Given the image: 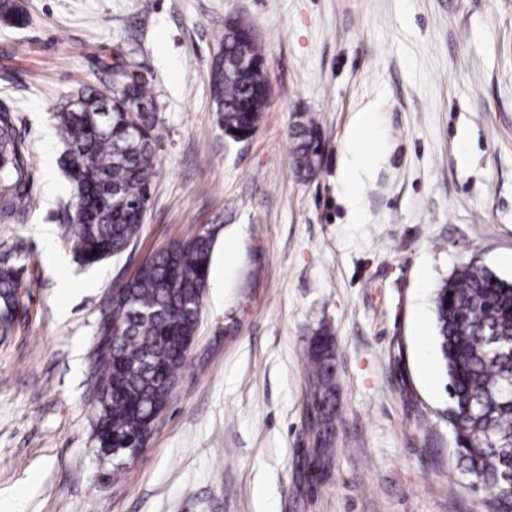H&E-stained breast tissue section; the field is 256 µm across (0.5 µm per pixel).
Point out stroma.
I'll return each mask as SVG.
<instances>
[{"label":"stroma","mask_w":512,"mask_h":512,"mask_svg":"<svg viewBox=\"0 0 512 512\" xmlns=\"http://www.w3.org/2000/svg\"><path fill=\"white\" fill-rule=\"evenodd\" d=\"M0 109L17 115L34 206L0 244L35 286L0 335V512H484L457 462L434 294L470 259L512 279V0H16ZM249 18L271 86L234 142L209 89L215 32ZM136 62L157 89V164L137 240L79 263L52 114ZM316 175L291 168L299 113ZM373 113L351 217L348 129ZM210 233L196 336L146 446L94 443L91 367L113 283ZM336 344V452L311 476L309 343Z\"/></svg>","instance_id":"obj_1"}]
</instances>
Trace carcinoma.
Returning <instances> with one entry per match:
<instances>
[{
	"instance_id": "carcinoma-1",
	"label": "carcinoma",
	"mask_w": 512,
	"mask_h": 512,
	"mask_svg": "<svg viewBox=\"0 0 512 512\" xmlns=\"http://www.w3.org/2000/svg\"><path fill=\"white\" fill-rule=\"evenodd\" d=\"M0 18L23 22L14 0H0ZM216 45L210 92L219 122L229 139H245L267 106L263 50L244 18L225 22ZM156 108L154 87L126 72L105 90L83 87L53 114L73 194L69 232L84 266L122 253L140 234L155 169ZM291 135L294 172L300 179L311 178L319 164L316 127L307 118L293 126ZM30 179L15 116L0 110L1 216L27 212ZM211 255L207 232L175 241L112 287L99 330L109 340L92 367L97 447L119 448L118 457H123L122 449L137 445L148 432V413L167 406L172 390L163 389L160 381L174 380L184 364ZM22 287L12 250H0L1 322L13 325L19 319ZM434 307L458 463L473 491L488 494L486 512H512V280L471 260L437 289ZM309 359L313 448L304 466L313 470L328 465L334 453L333 337L326 332L313 337Z\"/></svg>"
}]
</instances>
